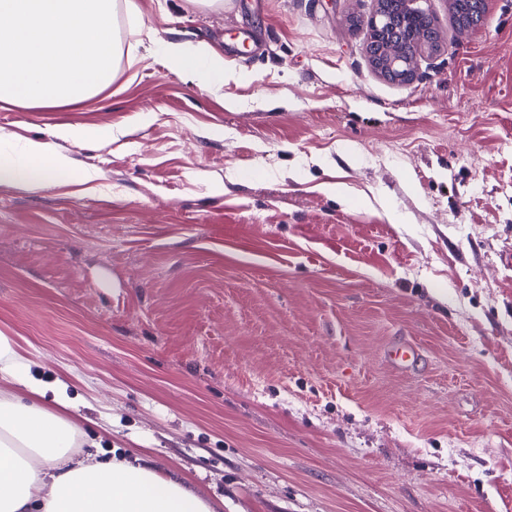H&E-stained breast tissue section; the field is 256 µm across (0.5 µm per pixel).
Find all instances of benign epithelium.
<instances>
[{"mask_svg": "<svg viewBox=\"0 0 512 512\" xmlns=\"http://www.w3.org/2000/svg\"><path fill=\"white\" fill-rule=\"evenodd\" d=\"M424 0H399L400 9L390 13L387 0H376L375 12L364 20L370 41L380 44L376 53L369 55L373 68L385 79L398 84L414 80L418 61L429 51L428 36L434 25L433 15L422 7ZM407 25L414 47L409 52L393 48L400 26Z\"/></svg>", "mask_w": 512, "mask_h": 512, "instance_id": "7a95c632", "label": "benign epithelium"}]
</instances>
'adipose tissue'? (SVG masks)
Wrapping results in <instances>:
<instances>
[{
    "instance_id": "obj_1",
    "label": "adipose tissue",
    "mask_w": 512,
    "mask_h": 512,
    "mask_svg": "<svg viewBox=\"0 0 512 512\" xmlns=\"http://www.w3.org/2000/svg\"><path fill=\"white\" fill-rule=\"evenodd\" d=\"M171 63L205 87L223 84L224 57L207 43L171 41ZM0 396V512H215L176 476L114 455L79 457L78 424L45 409V386Z\"/></svg>"
}]
</instances>
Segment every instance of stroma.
<instances>
[{
	"label": "stroma",
	"instance_id": "stroma-1",
	"mask_svg": "<svg viewBox=\"0 0 512 512\" xmlns=\"http://www.w3.org/2000/svg\"><path fill=\"white\" fill-rule=\"evenodd\" d=\"M136 2L108 88L0 102L1 161L70 160L0 182L5 390L66 384L82 453L220 512H512V0L465 31L429 0L409 84L349 23L375 0ZM173 40L233 79L201 87ZM164 49L171 63L193 74L200 85L210 87L224 84V56L210 44L169 41ZM5 174L12 182V185L23 192L35 193L45 189L50 181L47 170L30 167L27 165H8L2 167L0 164V180ZM386 357L395 368L407 371L421 360V353L414 346L405 344L388 350Z\"/></svg>",
	"mask_w": 512,
	"mask_h": 512
}]
</instances>
